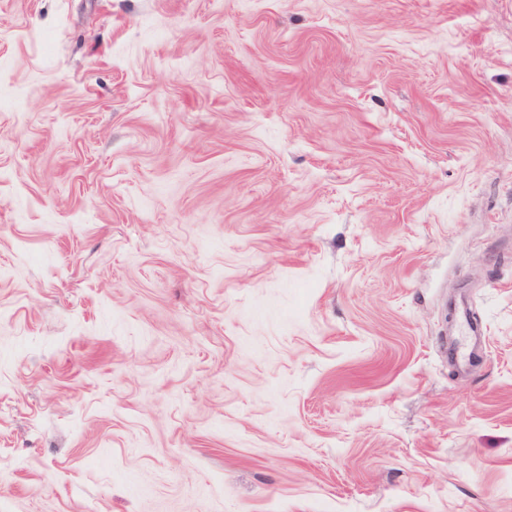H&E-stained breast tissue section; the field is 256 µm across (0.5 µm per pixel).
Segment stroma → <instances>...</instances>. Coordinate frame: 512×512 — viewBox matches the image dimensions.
I'll use <instances>...</instances> for the list:
<instances>
[{
    "mask_svg": "<svg viewBox=\"0 0 512 512\" xmlns=\"http://www.w3.org/2000/svg\"><path fill=\"white\" fill-rule=\"evenodd\" d=\"M0 512H512V0H0Z\"/></svg>",
    "mask_w": 512,
    "mask_h": 512,
    "instance_id": "stroma-1",
    "label": "stroma"
}]
</instances>
